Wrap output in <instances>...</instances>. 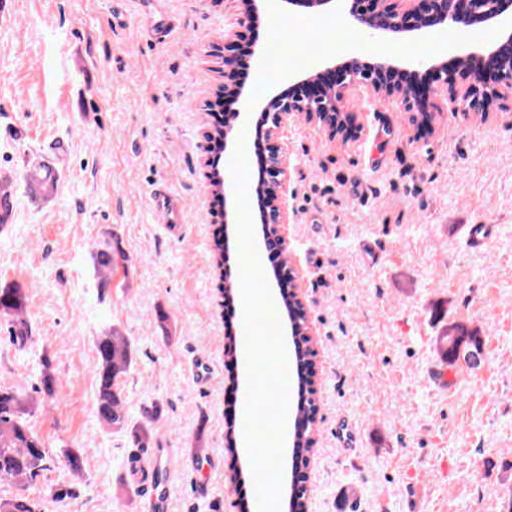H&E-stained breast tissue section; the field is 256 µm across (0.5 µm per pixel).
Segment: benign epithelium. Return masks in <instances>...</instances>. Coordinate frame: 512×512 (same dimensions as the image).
I'll return each mask as SVG.
<instances>
[{
	"instance_id": "obj_1",
	"label": "benign epithelium",
	"mask_w": 512,
	"mask_h": 512,
	"mask_svg": "<svg viewBox=\"0 0 512 512\" xmlns=\"http://www.w3.org/2000/svg\"><path fill=\"white\" fill-rule=\"evenodd\" d=\"M338 1L348 4L351 20L373 36H421L431 23L446 24L459 30L477 24L496 27L499 31L498 42L467 51L460 56L462 61L478 57L491 58L494 62V76L491 79L466 67L450 74L447 63L443 61H415L413 65L435 74L436 83L432 93L459 94L469 108L480 112L483 117L496 112L500 102L512 100V0H465L464 10L458 7L460 0H284V3L308 9H324L336 5ZM238 4L236 26L224 31V39L230 42L241 36V29L260 20V0H238ZM331 72L332 69L327 68L299 76V85H309L316 89L317 94L312 97L300 95L294 99H284L277 93L261 102L262 111L268 118L270 134L277 135L296 124L302 115L308 122L327 130L330 135H336L343 128L342 111L344 93L347 91L392 98L408 111L415 107L416 101L410 86L398 81L376 79L355 58L340 65L338 80H329ZM242 99L239 116L221 130V138L227 149L235 146L242 122L247 119L245 109L254 104V100L247 94ZM214 137L215 133L210 128H203L204 166L209 182L217 174L208 152ZM269 169L270 191L265 196L260 214L262 235L265 237L277 234L276 225L284 223L285 201L279 189L290 175L287 155L274 153Z\"/></svg>"
}]
</instances>
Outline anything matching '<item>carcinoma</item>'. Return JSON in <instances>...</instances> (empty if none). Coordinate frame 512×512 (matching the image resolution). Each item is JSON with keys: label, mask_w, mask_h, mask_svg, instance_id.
<instances>
[{"label": "carcinoma", "mask_w": 512, "mask_h": 512, "mask_svg": "<svg viewBox=\"0 0 512 512\" xmlns=\"http://www.w3.org/2000/svg\"><path fill=\"white\" fill-rule=\"evenodd\" d=\"M28 186L32 193L48 197L57 187L54 172L42 165L29 175ZM97 264L106 270L114 269L126 260L123 251L104 240L95 245ZM26 296L18 285L0 288V317L8 324V333L14 344L23 347L32 337L31 324L26 318ZM438 349L448 364H454L459 352L483 353L482 343L476 333L462 324H451L448 331L438 337ZM98 386L97 415L111 427L123 429L127 426V413L121 398L119 378L131 363L132 354L126 337L112 329L97 341ZM30 402L18 390L0 388V481H32L43 470L46 451L38 436L29 428L25 415ZM312 420L298 429L293 447L300 453L311 451ZM0 512H35L31 500L25 496H14L0 500Z\"/></svg>", "instance_id": "1"}]
</instances>
